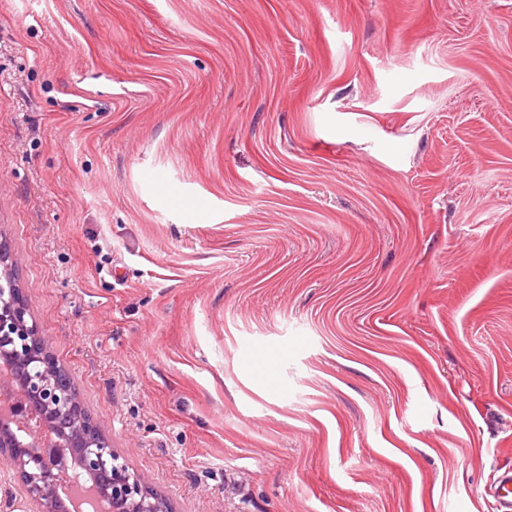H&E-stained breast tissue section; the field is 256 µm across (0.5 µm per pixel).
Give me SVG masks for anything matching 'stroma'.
Wrapping results in <instances>:
<instances>
[{"label":"stroma","instance_id":"stroma-1","mask_svg":"<svg viewBox=\"0 0 512 512\" xmlns=\"http://www.w3.org/2000/svg\"><path fill=\"white\" fill-rule=\"evenodd\" d=\"M0 243L174 512H496L512 0H0Z\"/></svg>","mask_w":512,"mask_h":512}]
</instances>
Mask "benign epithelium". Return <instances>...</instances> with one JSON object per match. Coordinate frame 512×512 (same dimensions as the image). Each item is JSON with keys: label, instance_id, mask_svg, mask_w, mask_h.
I'll use <instances>...</instances> for the list:
<instances>
[{"label": "benign epithelium", "instance_id": "1", "mask_svg": "<svg viewBox=\"0 0 512 512\" xmlns=\"http://www.w3.org/2000/svg\"><path fill=\"white\" fill-rule=\"evenodd\" d=\"M0 359L20 366L10 375L24 408L0 413V459L10 464L34 509L80 512L89 498L108 502L106 512H173L163 497L130 470L71 392V378L60 369L46 337L33 319L11 270L0 272ZM65 448L93 481L83 489L78 478L49 466L44 437Z\"/></svg>", "mask_w": 512, "mask_h": 512}]
</instances>
